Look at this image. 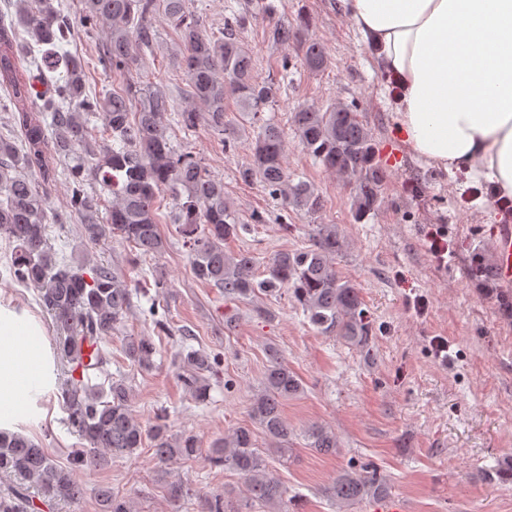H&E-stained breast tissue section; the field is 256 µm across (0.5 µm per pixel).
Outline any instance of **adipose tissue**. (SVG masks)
I'll use <instances>...</instances> for the list:
<instances>
[{"mask_svg": "<svg viewBox=\"0 0 512 512\" xmlns=\"http://www.w3.org/2000/svg\"><path fill=\"white\" fill-rule=\"evenodd\" d=\"M400 93L395 127L443 170L467 168L512 196V0H342ZM36 317L0 302V429L55 383Z\"/></svg>", "mask_w": 512, "mask_h": 512, "instance_id": "adipose-tissue-1", "label": "adipose tissue"}]
</instances>
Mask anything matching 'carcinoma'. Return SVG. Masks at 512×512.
Returning a JSON list of instances; mask_svg holds the SVG:
<instances>
[{
    "instance_id": "cac0c4a2",
    "label": "carcinoma",
    "mask_w": 512,
    "mask_h": 512,
    "mask_svg": "<svg viewBox=\"0 0 512 512\" xmlns=\"http://www.w3.org/2000/svg\"><path fill=\"white\" fill-rule=\"evenodd\" d=\"M16 14L0 11V102L9 104L16 132L0 135V238L11 249L5 270L9 280L33 287L51 315L56 332L53 346L63 373L61 394L68 427L85 442L60 466L42 446L18 432L0 430V475L20 483L0 496V512H35L34 496L49 501H76L85 494L77 472L101 468L115 458L133 456L153 441L154 458L161 464L174 459L204 458L212 468L229 467L247 481L251 509L288 512L287 491L265 470L257 433L265 435L280 453L288 451L292 429L284 419L283 402L303 391L297 375L272 350L263 390L251 409L250 425L233 428L224 442L203 454L193 435H167L166 412L160 410L147 430L133 412L130 387L109 371L112 352L108 340L120 331L131 307L132 288L117 270L80 263L54 249L51 225L74 219L81 238L94 244L117 236L139 251L155 256L166 248L159 231L158 203L169 196L172 220L188 245L191 269L201 283L224 292L230 300L247 299L261 289L283 288L309 323L322 335L335 336L364 350L374 333L360 289L336 272L332 259L342 246L334 224H317L311 247L283 251L269 258L264 278L257 279L255 258L247 252L227 253L224 241L247 231L224 198V182L214 179L204 163L174 144L164 116L184 131L206 121L209 131L224 145L235 148L242 128L224 119V98L231 94L240 110L256 118L281 95V84L258 80L250 51L240 30L267 13L264 0H248L236 10L228 6L221 35L207 30L204 18L190 9L191 0H81L75 22L54 7L53 0H18ZM178 39L173 53L176 68L185 77L190 101L175 102L160 86L132 75L135 50L152 47L156 17ZM29 36L21 40L17 27ZM104 28L97 64L106 73L122 75L123 88L102 96L87 93L84 65L66 46L81 34ZM306 19L295 25L275 23L269 37L277 45H295L307 69L319 72L329 63L325 45L305 36ZM102 119L112 143L91 139L89 126ZM291 124L305 151L353 189V218L362 223L378 211L384 180L373 139L356 117V106L332 104L325 109L303 105L291 115ZM65 176L70 194L65 210L55 208L52 187ZM246 183H258L283 211L293 208L320 213L323 200L305 181L293 182L285 166V137L281 127L263 122L255 132L253 152L238 168ZM95 184L112 195V205L101 210L99 199L86 186ZM493 274L490 256L477 252L472 278ZM96 346L91 360L82 352ZM158 349L149 336L125 338L124 354L134 365L149 368ZM220 356L203 349H183L176 360L183 384L198 403L209 398L211 376ZM307 445L322 454L338 448L336 434L313 425ZM325 493L340 507L365 499H381L388 486L376 466L344 469ZM100 512H133L126 496L106 487L98 490ZM202 512H239L226 497L205 499Z\"/></svg>"
}]
</instances>
